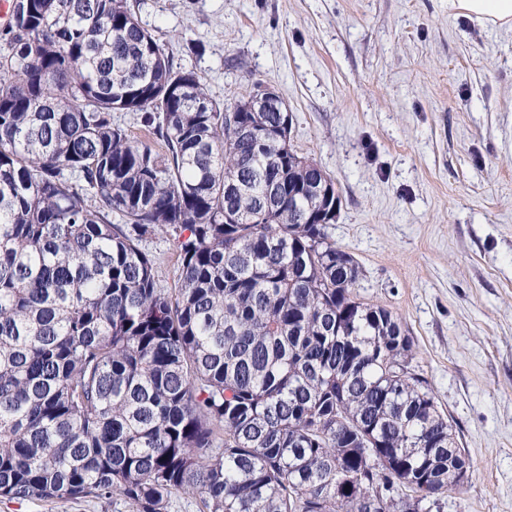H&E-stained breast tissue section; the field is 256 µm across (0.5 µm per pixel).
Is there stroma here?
Instances as JSON below:
<instances>
[{
  "label": "stroma",
  "instance_id": "1",
  "mask_svg": "<svg viewBox=\"0 0 512 512\" xmlns=\"http://www.w3.org/2000/svg\"><path fill=\"white\" fill-rule=\"evenodd\" d=\"M228 104L252 84L336 183L329 235L362 301L398 316L412 367L472 460L445 512H512V30L448 0H128ZM0 512H136L0 498Z\"/></svg>",
  "mask_w": 512,
  "mask_h": 512
}]
</instances>
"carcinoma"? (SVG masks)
Returning a JSON list of instances; mask_svg holds the SVG:
<instances>
[{
    "instance_id": "cac0c4a2",
    "label": "carcinoma",
    "mask_w": 512,
    "mask_h": 512,
    "mask_svg": "<svg viewBox=\"0 0 512 512\" xmlns=\"http://www.w3.org/2000/svg\"><path fill=\"white\" fill-rule=\"evenodd\" d=\"M0 55V497L443 512L471 468L413 341L252 93L215 102L127 0L12 3ZM137 112L152 140L112 121ZM161 144L157 150L152 141ZM282 182L298 192L268 195ZM119 223H112V217ZM173 238L159 287L152 235ZM143 248L154 258L160 279L161 288H175L178 282L177 253L163 233L149 238L143 243Z\"/></svg>"
}]
</instances>
